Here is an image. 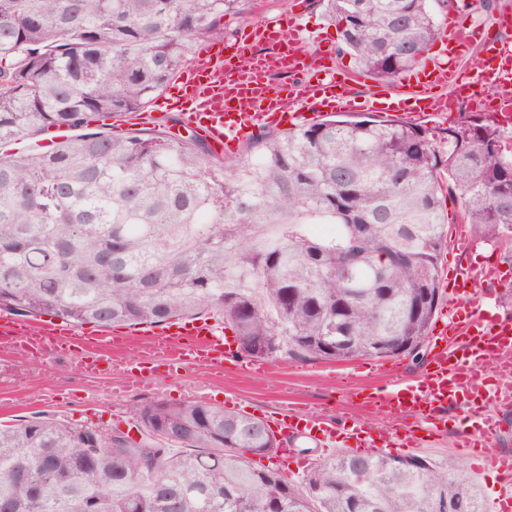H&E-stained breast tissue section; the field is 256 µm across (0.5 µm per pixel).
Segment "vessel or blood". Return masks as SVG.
Returning a JSON list of instances; mask_svg holds the SVG:
<instances>
[{
  "label": "vessel or blood",
  "mask_w": 512,
  "mask_h": 512,
  "mask_svg": "<svg viewBox=\"0 0 512 512\" xmlns=\"http://www.w3.org/2000/svg\"><path fill=\"white\" fill-rule=\"evenodd\" d=\"M281 39L282 28L276 24L243 34L244 43L257 41L264 48L251 51L244 70L230 83L224 80L222 51L203 48L198 65L183 70L177 79L185 102L183 127L196 131L216 152L224 153L235 150L246 136L285 120L303 125L319 120L324 110H358L350 85L337 78L334 68L321 65L316 68L318 77L309 79L314 68L307 53L293 40L287 57H280L277 47ZM474 46L481 50L477 69H461L459 59ZM437 50L416 72L402 77L407 93L384 88L387 111L443 116L459 101L476 105L491 88L512 84V46L484 25L464 24L457 9L448 12V30L439 39ZM491 276V271L483 269L454 271L451 293L463 297L464 302L434 332L430 369L419 380L377 387L363 395V406L387 414L397 426L383 431L365 425L351 428L348 436L356 449L418 447L422 435L446 432V411L457 407L463 423L456 444L458 455L469 461L489 460L501 482L512 484V456L485 454L500 427L501 408L512 404V321L487 322L483 309L486 294L469 287L471 281ZM0 338L33 346L42 356L61 350L73 352L84 371L98 374L112 368L109 349L123 347L131 336L109 330L81 332L63 320L35 326L1 314ZM155 346L163 353L164 362L141 367V378L169 375L188 364L220 370L233 354L223 324L210 318L164 325L156 334ZM411 416L416 419L412 425L407 422ZM278 424L286 439L278 452L284 456L292 453L288 441L299 436L313 440L324 453L337 443L338 426L332 420L285 415Z\"/></svg>",
  "instance_id": "b4317fda"
}]
</instances>
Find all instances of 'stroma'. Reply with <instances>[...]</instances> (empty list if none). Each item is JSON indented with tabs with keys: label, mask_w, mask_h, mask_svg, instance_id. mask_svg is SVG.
Returning <instances> with one entry per match:
<instances>
[{
	"label": "stroma",
	"mask_w": 512,
	"mask_h": 512,
	"mask_svg": "<svg viewBox=\"0 0 512 512\" xmlns=\"http://www.w3.org/2000/svg\"><path fill=\"white\" fill-rule=\"evenodd\" d=\"M305 2L295 17L291 14L293 0H251L247 14L225 16L224 39L233 41L252 26L294 20L286 36L303 35L302 46L308 51L328 49L337 71L352 75L353 95H365L369 86L379 84V77L342 51L340 28L330 21L322 0ZM480 264L497 270L495 312L512 317V242H486L472 233L461 245L455 237H448L441 272ZM111 359L110 372L92 375L82 372L76 357L69 354L27 360L0 348V422L17 423L38 416L125 430L136 425L138 407L162 401L217 406L271 426L283 411L330 416L345 426H395L391 418L367 411L352 400V388L379 386L383 380L378 372L355 370L350 361L300 357L284 349L267 358V369L261 374L248 372L245 359L239 358L226 362L220 371L187 366L148 382L134 373L135 366H150L160 360L147 336L140 337L138 344L112 352Z\"/></svg>",
	"instance_id": "stroma-1"
}]
</instances>
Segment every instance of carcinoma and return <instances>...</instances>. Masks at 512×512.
I'll return each instance as SVG.
<instances>
[{"label": "carcinoma", "mask_w": 512, "mask_h": 512, "mask_svg": "<svg viewBox=\"0 0 512 512\" xmlns=\"http://www.w3.org/2000/svg\"><path fill=\"white\" fill-rule=\"evenodd\" d=\"M248 0H0V143L52 126L54 149L0 155V310L110 328L203 312L265 358L411 355L440 300V195L479 238L512 233V145L493 113L442 137L403 117L320 119L253 137L226 164L200 136L94 121L147 109ZM343 50L394 80L441 38L431 0H327ZM446 147H441V144ZM385 343L391 351H375ZM118 427L0 424V512H485L454 463L342 454L299 484L246 454L261 420L200 403Z\"/></svg>", "instance_id": "cac0c4a2"}]
</instances>
